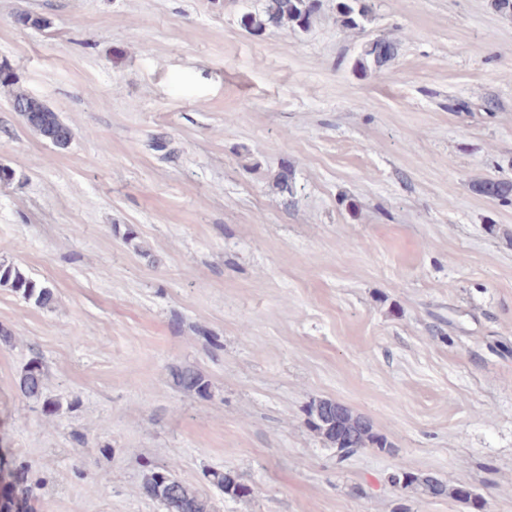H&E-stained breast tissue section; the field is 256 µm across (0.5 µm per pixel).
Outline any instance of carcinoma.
Returning a JSON list of instances; mask_svg holds the SVG:
<instances>
[{"label": "carcinoma", "mask_w": 512, "mask_h": 512, "mask_svg": "<svg viewBox=\"0 0 512 512\" xmlns=\"http://www.w3.org/2000/svg\"><path fill=\"white\" fill-rule=\"evenodd\" d=\"M320 8V0H264L260 12L242 15L241 24L250 33H260L269 26H286L306 31L318 16ZM337 12L344 27L359 29L361 21L368 15V6L364 0H339ZM396 53L395 42L385 37H376L366 43L357 64L364 68L371 63L380 68L392 60ZM12 108L33 132L53 145L63 147L71 141L70 128L39 99L20 93L12 99ZM472 188L493 199L507 200L512 197V181L507 179H481L474 182ZM2 286L19 294L35 307L48 308L55 301L50 287L32 279L19 266L4 260L0 261V287ZM170 377L174 388L181 392L199 397L209 395V380L191 365L172 367ZM17 388L26 399H43L42 363L36 359L31 360L19 377ZM308 420L322 439L343 455L367 447L382 451L391 447L383 436L374 432L367 419L332 400L312 403L308 408ZM208 477L226 496L243 498L253 493V488L234 471H211ZM390 482L398 489L409 490L425 498H440L452 493L465 500L472 499V494L463 488L452 489L438 477L416 474L405 469L395 470L390 475ZM142 493L160 502L166 512H212L210 501L194 486L175 477L170 469H151L144 476Z\"/></svg>", "instance_id": "obj_1"}]
</instances>
